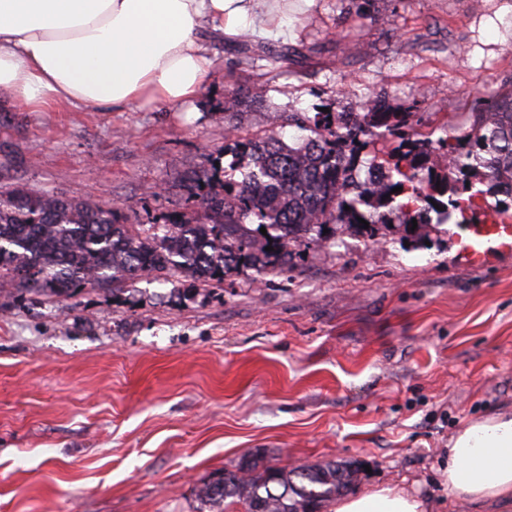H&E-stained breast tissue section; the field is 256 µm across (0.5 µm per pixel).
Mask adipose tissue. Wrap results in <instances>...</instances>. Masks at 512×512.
<instances>
[{
  "label": "adipose tissue",
  "instance_id": "1",
  "mask_svg": "<svg viewBox=\"0 0 512 512\" xmlns=\"http://www.w3.org/2000/svg\"><path fill=\"white\" fill-rule=\"evenodd\" d=\"M288 32L283 0H0V91L31 112L191 104L214 61L203 30ZM440 486L474 512H512V412L448 442ZM421 491L382 485L333 512H431Z\"/></svg>",
  "mask_w": 512,
  "mask_h": 512
}]
</instances>
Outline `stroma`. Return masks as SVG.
<instances>
[{"instance_id": "obj_1", "label": "stroma", "mask_w": 512, "mask_h": 512, "mask_svg": "<svg viewBox=\"0 0 512 512\" xmlns=\"http://www.w3.org/2000/svg\"><path fill=\"white\" fill-rule=\"evenodd\" d=\"M288 0L299 54L274 70L213 36L195 102L123 112L0 103V190L34 188L117 209L130 224L191 217L183 180L223 160L224 103L355 110L375 92L426 123L467 125L476 98L512 86V0ZM463 228L347 233L285 275L143 279L60 302L0 295V512H200L197 486L253 458L353 462L362 491H436L449 439L512 409V253L480 264Z\"/></svg>"}]
</instances>
